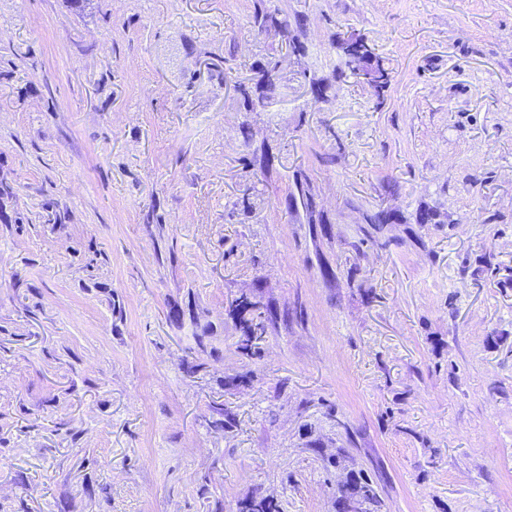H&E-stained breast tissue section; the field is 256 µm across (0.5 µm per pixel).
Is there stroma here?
<instances>
[{
	"label": "stroma",
	"instance_id": "obj_1",
	"mask_svg": "<svg viewBox=\"0 0 512 512\" xmlns=\"http://www.w3.org/2000/svg\"><path fill=\"white\" fill-rule=\"evenodd\" d=\"M1 185L0 512H512V0H0ZM368 58V79H366L365 82L374 88L376 92H380L390 84V73L385 69L381 60L376 55L369 56ZM279 69V62L271 60L265 67L258 71L256 77L258 78L257 83L262 89V101L272 98L279 89ZM351 498L358 499L363 506H366L363 512L379 511L380 500L368 476L355 478L350 485H343L340 488L336 499L337 512H347L346 502Z\"/></svg>",
	"mask_w": 512,
	"mask_h": 512
}]
</instances>
